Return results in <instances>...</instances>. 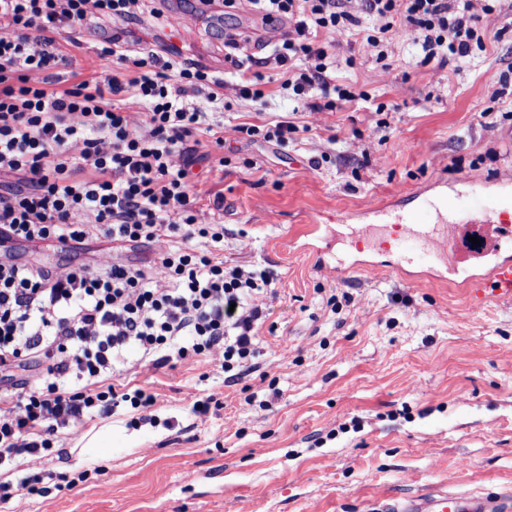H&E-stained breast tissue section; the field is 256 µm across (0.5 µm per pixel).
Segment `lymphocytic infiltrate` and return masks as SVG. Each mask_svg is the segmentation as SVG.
Listing matches in <instances>:
<instances>
[{
	"label": "lymphocytic infiltrate",
	"instance_id": "1",
	"mask_svg": "<svg viewBox=\"0 0 512 512\" xmlns=\"http://www.w3.org/2000/svg\"><path fill=\"white\" fill-rule=\"evenodd\" d=\"M146 0H0V244L65 243L100 235L147 243L156 262L142 269L102 261L96 269H46L0 262V466L51 451L61 429L111 416L155 398L114 384L130 349L153 368L206 356L242 374L257 352V327L275 300L270 269L225 265L224 227L200 206L195 163L224 147V125L189 94L209 75L186 60L145 48L127 53L113 33L96 76L58 91L44 75L69 66L58 37L96 20L140 21ZM263 20L284 22L269 57L249 37H224L233 69L275 64L280 88L299 112L327 114L356 99L337 83L339 62L355 55L389 72L395 44L419 65L456 59L476 66L497 9L489 0H247ZM142 109L127 111L115 97ZM30 358L43 371L30 383L15 371Z\"/></svg>",
	"mask_w": 512,
	"mask_h": 512
}]
</instances>
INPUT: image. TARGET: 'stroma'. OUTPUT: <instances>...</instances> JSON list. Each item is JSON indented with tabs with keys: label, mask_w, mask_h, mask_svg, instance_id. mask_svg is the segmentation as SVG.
Returning <instances> with one entry per match:
<instances>
[{
	"label": "stroma",
	"mask_w": 512,
	"mask_h": 512,
	"mask_svg": "<svg viewBox=\"0 0 512 512\" xmlns=\"http://www.w3.org/2000/svg\"><path fill=\"white\" fill-rule=\"evenodd\" d=\"M500 7L507 31L487 39L478 66L451 61L435 71L402 59L384 74L357 58L338 74L368 101L296 116L304 131L284 144L233 131L287 113L275 70L261 72L264 110L225 92L229 163L200 184V204L224 225L226 264L277 274L255 364L228 383L206 357L155 371L130 351L119 381L144 387L155 405L85 419L61 455L28 461L39 491L23 494L22 512H372L380 500L425 487L512 486V303L476 306L460 288L365 272L354 262L373 253L342 245L335 251L348 278L322 276L300 233L312 222L371 223L378 203L409 202L436 179L453 191L512 173V112L489 109L494 90L512 85V0ZM177 16L198 27L194 42L174 33ZM231 29L263 44L275 36L244 6L214 26L197 0H150L126 38L220 78ZM113 30L104 20L66 34L73 64L54 67L57 89L101 70L97 49ZM332 135L330 161L313 165ZM10 252L51 269L93 270L108 257L143 267L156 258L150 246L100 236L15 242ZM199 396L215 403L204 421L191 412ZM104 427L111 448L74 467L71 448ZM62 473L72 487L59 488Z\"/></svg>",
	"instance_id": "stroma-1"
}]
</instances>
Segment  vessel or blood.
I'll return each instance as SVG.
<instances>
[{
    "label": "vessel or blood",
    "instance_id": "vessel-or-blood-1",
    "mask_svg": "<svg viewBox=\"0 0 512 512\" xmlns=\"http://www.w3.org/2000/svg\"><path fill=\"white\" fill-rule=\"evenodd\" d=\"M495 184L494 193L460 192L445 207L428 203L406 210L390 202L377 206L374 223L351 230L347 238L360 251L397 254L401 263L396 271L400 274L411 266L446 263L447 270L439 277L444 283L457 273L447 260L449 251L455 248L461 222L491 218V234L481 251L487 267L483 273L464 278L461 286L477 305L511 302L512 259L501 256L500 251L512 243V175L497 178ZM396 512H512V494H450L426 489L400 502Z\"/></svg>",
    "mask_w": 512,
    "mask_h": 512
}]
</instances>
